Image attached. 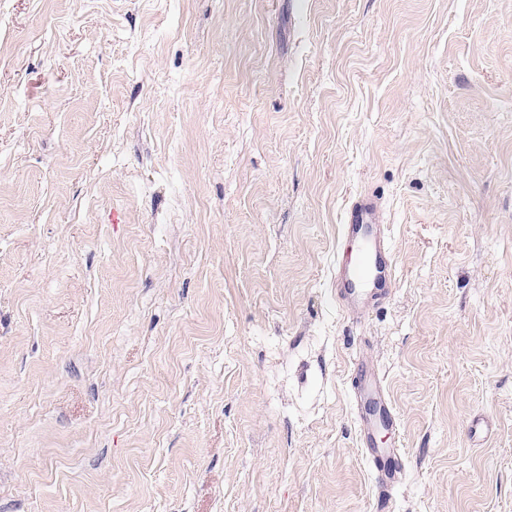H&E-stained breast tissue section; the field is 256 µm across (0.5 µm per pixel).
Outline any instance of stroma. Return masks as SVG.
Here are the masks:
<instances>
[{
	"label": "stroma",
	"mask_w": 512,
	"mask_h": 512,
	"mask_svg": "<svg viewBox=\"0 0 512 512\" xmlns=\"http://www.w3.org/2000/svg\"><path fill=\"white\" fill-rule=\"evenodd\" d=\"M0 512H512V0H0ZM342 235L354 241L356 258L348 266H336V303L349 318H361L378 305L373 292L379 276H391V251L386 225L381 223L373 196L365 195L349 209ZM351 371L356 376L353 402L360 428V445L363 455L370 462L375 481L384 491L393 485L404 469V454L401 448L377 447V422L369 415L367 407L383 409L385 427L393 428L395 412L389 401L382 380L374 367L358 357L351 361ZM389 461L387 463V461Z\"/></svg>",
	"instance_id": "obj_1"
}]
</instances>
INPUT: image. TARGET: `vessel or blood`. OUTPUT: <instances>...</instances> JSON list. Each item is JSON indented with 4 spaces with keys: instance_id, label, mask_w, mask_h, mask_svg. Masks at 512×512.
<instances>
[{
    "instance_id": "vessel-or-blood-1",
    "label": "vessel or blood",
    "mask_w": 512,
    "mask_h": 512,
    "mask_svg": "<svg viewBox=\"0 0 512 512\" xmlns=\"http://www.w3.org/2000/svg\"><path fill=\"white\" fill-rule=\"evenodd\" d=\"M342 234L354 241L356 258L352 264L336 269V302L347 317L358 319L375 307L374 288L378 278L390 276L392 266L386 226L379 218L373 196H363L352 204ZM351 371L356 376L352 398L362 452L373 468L377 485L385 489L398 480L404 468L401 449L377 445L378 427L392 426L395 412L372 365L358 357L352 360Z\"/></svg>"
}]
</instances>
